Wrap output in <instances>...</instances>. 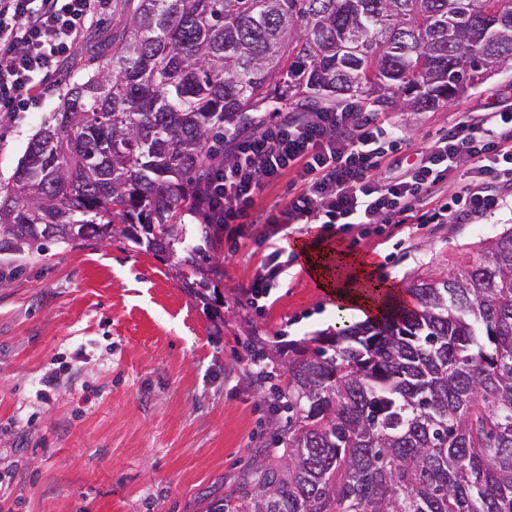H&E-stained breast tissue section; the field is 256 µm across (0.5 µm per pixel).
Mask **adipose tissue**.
Listing matches in <instances>:
<instances>
[{"mask_svg": "<svg viewBox=\"0 0 512 512\" xmlns=\"http://www.w3.org/2000/svg\"><path fill=\"white\" fill-rule=\"evenodd\" d=\"M292 248L318 287L335 301L340 313L352 314L361 320L379 317L382 305L371 293L377 286L383 287L396 302L402 304L406 301L394 283L378 282L371 260L340 249L323 250L311 236L294 241Z\"/></svg>", "mask_w": 512, "mask_h": 512, "instance_id": "obj_1", "label": "adipose tissue"}]
</instances>
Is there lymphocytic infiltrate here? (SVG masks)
<instances>
[{
	"mask_svg": "<svg viewBox=\"0 0 512 512\" xmlns=\"http://www.w3.org/2000/svg\"><path fill=\"white\" fill-rule=\"evenodd\" d=\"M112 0H0V111L23 112L38 100L60 60ZM233 161L214 167L204 186L208 223L228 238L252 236L255 204L285 173L300 190L265 222L269 236L295 224L351 232L359 224H459L486 215L499 199L491 188L512 183V101L461 113L448 131L421 149L415 165L391 181L375 174L403 137L352 101L337 110L282 112L272 124L224 136ZM461 165L469 185L446 195Z\"/></svg>",
	"mask_w": 512,
	"mask_h": 512,
	"instance_id": "f902f5d3",
	"label": "lymphocytic infiltrate"
}]
</instances>
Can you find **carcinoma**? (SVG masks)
Returning a JSON list of instances; mask_svg holds the SVG:
<instances>
[{
  "instance_id": "carcinoma-1",
  "label": "carcinoma",
  "mask_w": 512,
  "mask_h": 512,
  "mask_svg": "<svg viewBox=\"0 0 512 512\" xmlns=\"http://www.w3.org/2000/svg\"><path fill=\"white\" fill-rule=\"evenodd\" d=\"M0 183V256L174 253L224 123L272 103L432 112L512 69V0H127ZM215 321L211 278L185 277ZM408 304L288 347L283 448L206 512H512V229Z\"/></svg>"
}]
</instances>
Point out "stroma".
I'll use <instances>...</instances> for the list:
<instances>
[{"label": "stroma", "mask_w": 512, "mask_h": 512, "mask_svg": "<svg viewBox=\"0 0 512 512\" xmlns=\"http://www.w3.org/2000/svg\"><path fill=\"white\" fill-rule=\"evenodd\" d=\"M126 8H112L84 33L50 78L39 104L0 112V181L11 177L31 136L59 103L61 88L96 69ZM512 96V70L434 112L391 108L379 120L407 142L397 171L451 126L458 112L481 111L492 94ZM500 207L473 224H414L393 235L364 225L335 243L377 261L379 278L408 288L479 261L512 229V186ZM223 240L213 264L224 314L215 324L184 291L178 256L158 258L114 234L84 248H51L27 262L0 260V512H205L207 502L237 496L242 478L274 447L284 419L272 416L253 387L243 343H268L267 366L281 372L280 349L354 324L336 315L300 261H292L266 301L251 308L246 291L279 235ZM60 369L49 398L37 392Z\"/></svg>", "instance_id": "obj_1"}]
</instances>
